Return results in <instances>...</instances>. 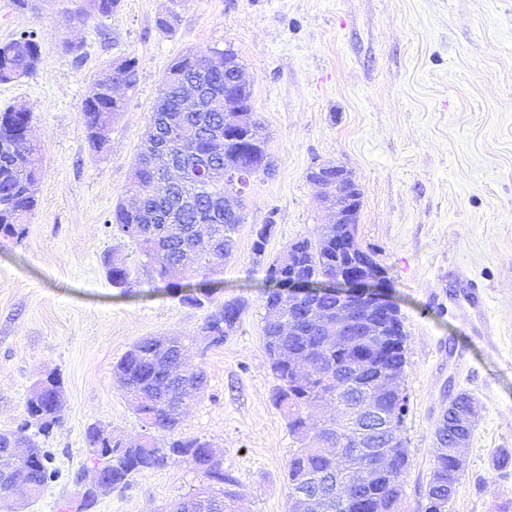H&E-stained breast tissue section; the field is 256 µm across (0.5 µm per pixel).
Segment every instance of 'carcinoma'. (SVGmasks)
<instances>
[{
	"mask_svg": "<svg viewBox=\"0 0 512 512\" xmlns=\"http://www.w3.org/2000/svg\"><path fill=\"white\" fill-rule=\"evenodd\" d=\"M89 12L110 17L120 0H88ZM40 61V44L35 29H24L0 42V83L18 81L31 74ZM242 70L239 55L232 49L190 50L168 66L155 100L148 131L132 165V174L122 197L112 209L107 224L135 242L144 257L143 270L181 294L180 300L202 307L213 302L217 287L213 276L224 269L236 236L244 222L245 195L251 182L272 174L274 160L263 139L246 138L249 128H241V117H250L251 85H233V73ZM121 76L125 88L139 81L135 57L111 67ZM195 88L198 102L185 105V92ZM112 78L91 82L81 105L82 120L91 147L107 148L103 130L123 111ZM32 112L24 104L0 111V239L19 240L25 232V218L33 214L38 193L41 147L31 136ZM161 142L170 151L184 154V165L205 169L196 181H186L164 165L150 167ZM323 199L328 207L345 200L360 213L361 193L354 179L341 186L327 183ZM273 222L254 232L252 253L256 261L265 258ZM193 257L190 281L168 280L171 270ZM301 277L312 276L320 284L336 274V269L353 261L380 271L372 253L356 241L355 233L343 224L319 227L313 238L290 243L282 257L269 263L268 286L264 292L263 344L276 379L273 401L284 414L288 431L298 443L287 465L290 499L299 493L315 496L322 512H406L404 483L410 468L403 441L394 435L403 430L409 411L404 388L406 377L407 332L398 305L383 317L369 306L353 303L352 324L336 333L334 295H309L290 302L280 293V281L288 279V258ZM112 287L126 293L134 279L126 261L106 254L103 257ZM244 304L224 301L214 307L199 328V335L211 336V345H224L240 322ZM185 338L176 337L169 345L157 337L137 341L113 366V376L121 383L126 397L143 395L135 406L149 440L133 443L118 436L107 443L97 433V425L86 428L85 441L93 463L103 467L114 489H123L139 473L175 463H188L209 481L208 488L195 491L170 503L172 512H184L183 504L198 496L196 512H212L211 503L224 504L221 512H233L236 497L231 486L236 480L224 470V460L213 445L199 437H181L184 398L206 388L207 373L201 367L189 368L179 357ZM370 358L385 379H398L396 393H387L385 415L379 417L367 444L359 434V424L350 418L357 393L370 383L359 372L360 355ZM59 376L36 407L25 404L27 418L17 429L36 426L48 434L59 424L57 389ZM336 408L327 419L317 416L318 405ZM473 413V400L465 392L451 399L448 410L436 423L434 453L423 501L416 512H448L457 493L462 473L454 464L455 437L452 414ZM7 437L0 438V470L15 468L27 472L31 483L42 489L58 478L50 467L49 452L42 449L36 460L4 456Z\"/></svg>",
	"mask_w": 512,
	"mask_h": 512,
	"instance_id": "cac0c4a2",
	"label": "carcinoma"
}]
</instances>
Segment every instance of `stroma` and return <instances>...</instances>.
Here are the masks:
<instances>
[{
	"instance_id": "35a3bbf8",
	"label": "stroma",
	"mask_w": 512,
	"mask_h": 512,
	"mask_svg": "<svg viewBox=\"0 0 512 512\" xmlns=\"http://www.w3.org/2000/svg\"><path fill=\"white\" fill-rule=\"evenodd\" d=\"M83 0H44L37 12L0 0V41L33 27L41 57L0 83V109L32 110L42 148L38 205L21 242L0 243V430L25 417L47 373L63 380L61 426L39 436L59 479L25 512H63L89 464L88 425L141 437L143 421L113 365L146 336H192L205 309L182 303L140 271L136 245L106 225L127 186L161 80L189 50L233 48L253 89V117L275 161L247 192L235 251L217 300L244 302L223 346L190 344L189 364L208 374L188 404L182 433L209 440L238 480L236 512H288V458L297 443L273 403L263 347L269 260L330 223L307 178L322 164L351 172L361 191L359 244L384 269L407 331L410 400L404 448L408 508L429 478L434 428L448 394L476 400L465 470L450 512H512V0H121L109 17L73 12ZM175 9L172 30L156 20ZM81 45L75 63L66 43ZM139 61L123 112L90 147L80 112L92 80L112 63ZM275 227L256 263L253 232ZM136 271L113 288L104 253ZM482 300L463 299V280ZM201 477L188 464L135 475L98 498L94 512H160Z\"/></svg>"
}]
</instances>
